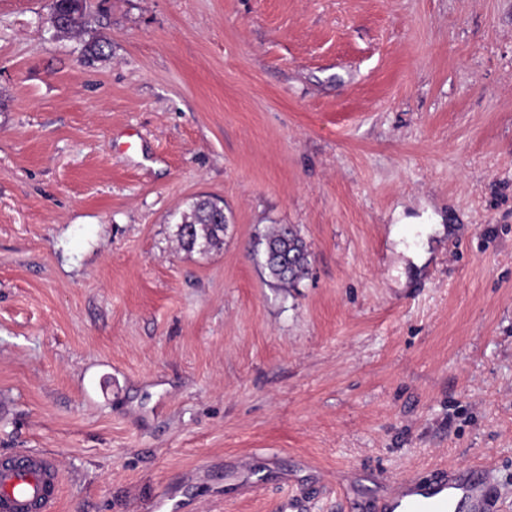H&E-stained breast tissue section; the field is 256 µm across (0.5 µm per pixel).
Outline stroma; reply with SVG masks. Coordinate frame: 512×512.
I'll return each mask as SVG.
<instances>
[{"label": "stroma", "instance_id": "stroma-1", "mask_svg": "<svg viewBox=\"0 0 512 512\" xmlns=\"http://www.w3.org/2000/svg\"><path fill=\"white\" fill-rule=\"evenodd\" d=\"M49 4L0 0V454L56 512H512V0H95L90 62ZM224 208L208 198H197L176 224V238L186 251L208 252L223 243L226 227ZM264 269L280 287L292 288L310 269L308 245L295 225H277L263 238ZM62 475L44 451L19 448L0 456V511L55 512ZM498 512V495L488 472L460 468L435 472L429 479L404 478L384 497L383 512Z\"/></svg>", "mask_w": 512, "mask_h": 512}]
</instances>
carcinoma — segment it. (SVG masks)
Wrapping results in <instances>:
<instances>
[{"mask_svg": "<svg viewBox=\"0 0 512 512\" xmlns=\"http://www.w3.org/2000/svg\"><path fill=\"white\" fill-rule=\"evenodd\" d=\"M90 0L80 5L77 0H51L50 23L56 35L82 40L81 52L88 60L105 56V42L98 38L82 39L86 33V18ZM226 216L224 208L208 198H198L182 213L176 224V238L186 251L203 253L223 243ZM264 269L268 276L281 287L292 288L304 279L310 269L308 245L294 225H278L263 238Z\"/></svg>", "mask_w": 512, "mask_h": 512, "instance_id": "carcinoma-1", "label": "carcinoma"}]
</instances>
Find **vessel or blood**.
I'll list each match as a JSON object with an SVG mask.
<instances>
[{
    "mask_svg": "<svg viewBox=\"0 0 512 512\" xmlns=\"http://www.w3.org/2000/svg\"><path fill=\"white\" fill-rule=\"evenodd\" d=\"M62 475L55 458L20 448L0 456V512H56ZM498 495L489 473L459 468L429 479L405 478L383 500L384 512H498Z\"/></svg>",
    "mask_w": 512,
    "mask_h": 512,
    "instance_id": "vessel-or-blood-1",
    "label": "vessel or blood"
}]
</instances>
